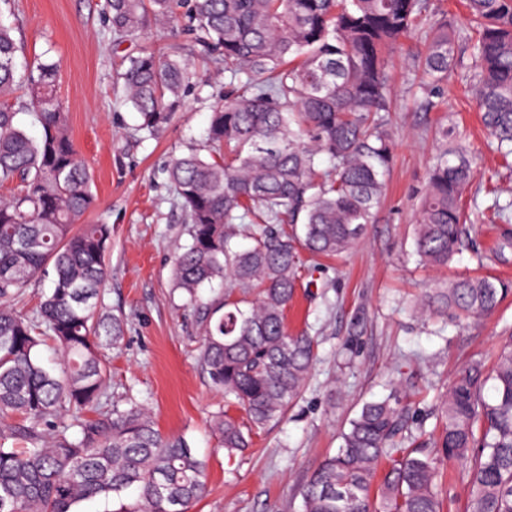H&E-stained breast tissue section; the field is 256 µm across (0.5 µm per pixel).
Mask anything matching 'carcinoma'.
Listing matches in <instances>:
<instances>
[{
  "label": "carcinoma",
  "mask_w": 512,
  "mask_h": 512,
  "mask_svg": "<svg viewBox=\"0 0 512 512\" xmlns=\"http://www.w3.org/2000/svg\"><path fill=\"white\" fill-rule=\"evenodd\" d=\"M187 1L184 30L230 90L209 116L211 153L176 156L167 170L190 236L174 280L187 306L215 280L255 292L224 294L205 312L201 367L247 418L211 415L231 457L253 430L284 417L316 358L313 337L285 326L299 252L340 255L376 219L393 150L388 50L423 31L412 85L430 106L440 86L464 82L497 152L512 156V0H466L462 30L434 20L431 0H106L105 15L122 43L180 21ZM14 30L0 19V186L17 185L0 198V512H77L97 497L120 500L119 512H188L206 494V462L184 436L160 432L143 404L102 406L111 382L104 351L125 334L121 316L101 313L112 225L83 222L96 197L57 94L59 61H19ZM127 61L123 102L152 135L182 109L191 63L174 47H144ZM462 150L436 157L418 207L414 253L433 267L448 264L480 217L462 208L477 175L457 158ZM244 219L251 243L239 248ZM50 272L37 314L15 312L14 297ZM511 293L495 278L465 277L422 304L480 319ZM48 345L57 352L49 366ZM440 413L433 456L402 446L409 408L397 398L365 403L339 451L301 484L300 512H442L444 459L470 461L466 512H512V333L492 369L475 360L457 372ZM129 490L137 497L124 503Z\"/></svg>",
  "instance_id": "carcinoma-1"
}]
</instances>
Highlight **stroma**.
<instances>
[{
    "mask_svg": "<svg viewBox=\"0 0 512 512\" xmlns=\"http://www.w3.org/2000/svg\"><path fill=\"white\" fill-rule=\"evenodd\" d=\"M103 3L0 0V18L15 25L27 60L47 52L61 62L58 94L98 198L87 221L112 226L104 307L126 322L123 344L106 352L109 400L130 397L146 405L162 433L185 436L206 461L208 492L190 512H297L300 484L337 452L342 433L369 400L396 395L410 406L412 435L438 437L440 400L455 372L476 359L492 362L499 336L512 328V295L476 326L418 311L426 289L459 277L512 282V259L492 255L499 225L489 217L470 229L446 266L420 265L414 253L416 196L440 151L434 137L440 123H447L450 141L463 145L466 158L481 169L470 189L480 206L490 205V189L512 194V169L494 153L471 96L455 82L432 104L421 102L406 92L416 40L393 54L394 150L377 221L342 256L303 255L286 323L290 333L315 337L317 362L286 416L257 431L251 448L230 458L207 424L224 399L197 358L203 314L184 308L173 290L174 261L189 236L166 173L175 156L191 149L208 153V115L226 80L196 59L189 36H173L167 28L114 46ZM175 44L195 71L185 107L159 135L141 137L135 113L119 99L121 59L144 45L165 52ZM465 468L458 460L441 468L444 512L466 510Z\"/></svg>",
    "mask_w": 512,
    "mask_h": 512,
    "instance_id": "stroma-1",
    "label": "stroma"
}]
</instances>
